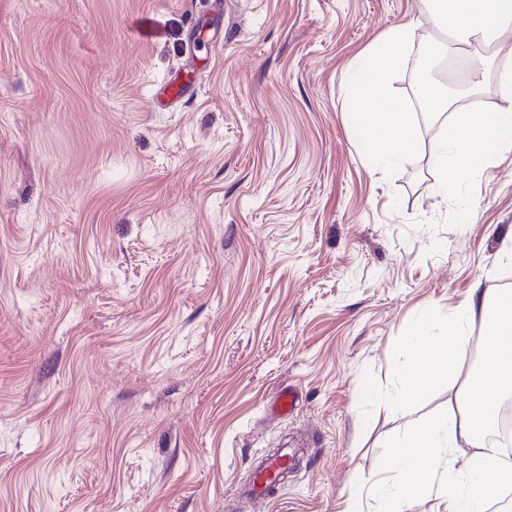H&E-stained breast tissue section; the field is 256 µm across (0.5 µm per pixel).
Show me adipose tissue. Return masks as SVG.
I'll use <instances>...</instances> for the list:
<instances>
[{
	"instance_id": "1",
	"label": "adipose tissue",
	"mask_w": 512,
	"mask_h": 512,
	"mask_svg": "<svg viewBox=\"0 0 512 512\" xmlns=\"http://www.w3.org/2000/svg\"><path fill=\"white\" fill-rule=\"evenodd\" d=\"M428 22L448 29L454 52L469 57L474 46H492L512 36V0H422ZM415 21L388 29L379 40L354 60L349 69V90L353 102L362 104L360 128L371 145L378 170H387L420 146L413 112L390 96V76L398 69L412 41ZM499 89L505 101L495 112L459 110L444 138L436 144L434 162L444 171L480 179L500 157L512 152V61L502 62ZM488 320L484 360L487 376L477 381V394L463 398L459 414L427 421L396 443L384 478L369 488L379 498L378 512H403L406 499L430 490L449 449L458 439H472L477 422L492 419L500 399L512 394V300L488 301L480 290H473L469 303L456 310L444 336L428 334L416 324L410 338L409 356L400 377L403 396H414L431 385L449 361L466 352L469 338L466 325ZM502 479L500 467L490 458L477 456L466 462L448 495V512H485V503Z\"/></svg>"
}]
</instances>
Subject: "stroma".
<instances>
[{"label":"stroma","mask_w":512,"mask_h":512,"mask_svg":"<svg viewBox=\"0 0 512 512\" xmlns=\"http://www.w3.org/2000/svg\"><path fill=\"white\" fill-rule=\"evenodd\" d=\"M223 2L0 0V512H342L470 387L461 360L373 399L419 320L447 335L512 271V153L475 183L433 163L454 115L421 108L416 70L450 35L420 0ZM411 19L391 92L421 149L376 173L346 72ZM488 55L463 108L502 103ZM279 448L299 467L255 502ZM485 449L460 441L405 512H448ZM262 467L259 472L254 475L251 486L248 488V494L263 501L272 487V483L277 480L280 471L286 467L285 456L264 459L260 462Z\"/></svg>","instance_id":"stroma-1"}]
</instances>
